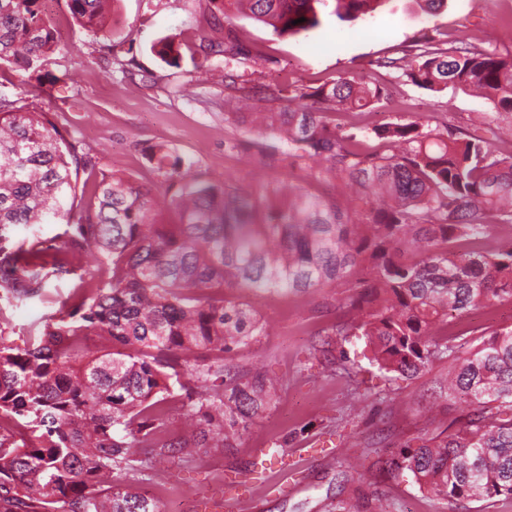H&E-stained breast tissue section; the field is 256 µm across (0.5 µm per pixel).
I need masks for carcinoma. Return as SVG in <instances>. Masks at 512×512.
<instances>
[{
    "label": "carcinoma",
    "instance_id": "1",
    "mask_svg": "<svg viewBox=\"0 0 512 512\" xmlns=\"http://www.w3.org/2000/svg\"><path fill=\"white\" fill-rule=\"evenodd\" d=\"M329 1L344 22L382 2L245 0L281 36L319 27L316 5ZM205 2L212 35L204 57L243 63L252 52L224 24V0ZM67 7L88 33L110 27L112 0ZM57 50L39 0H0V64L36 70ZM153 50L178 65L174 41ZM418 57L407 73L418 87L452 83L512 115V56L463 39L442 48L429 36ZM227 78L239 98H250L244 75ZM381 98L379 88L339 77L313 90L293 86L294 111L224 113L227 123L275 135L290 158L323 161L322 180L360 188L356 207L279 180L249 191L206 183L192 162L158 144L150 161L178 185L168 201L176 222L159 224L149 191L123 175H97L49 113L0 97V301L50 303L54 283L73 281L58 295L62 313L32 326L24 347L0 323V419L25 420L0 430V512H158L132 487L147 466L135 449L195 447L166 436L162 404L176 384L222 446L263 414L276 382L241 372L224 354L265 327L228 288L307 293L339 285L338 305L354 317L332 326L337 340L363 341L367 359L396 378L448 362V397L464 412L458 426L416 447L405 443L382 469L408 471L419 488L450 501L512 497V326L469 351L445 334L454 315L512 303V238L491 251L463 247L494 224H512V148L492 118L465 130L397 118L360 136L330 127L324 113ZM369 137L380 147L367 146ZM82 172L95 199L87 208L77 204ZM51 219L63 229L45 237ZM89 252L100 266L96 279L82 272ZM89 336L107 337L112 352L85 350Z\"/></svg>",
    "mask_w": 512,
    "mask_h": 512
}]
</instances>
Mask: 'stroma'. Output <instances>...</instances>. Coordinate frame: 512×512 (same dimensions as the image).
Segmentation results:
<instances>
[{
	"mask_svg": "<svg viewBox=\"0 0 512 512\" xmlns=\"http://www.w3.org/2000/svg\"><path fill=\"white\" fill-rule=\"evenodd\" d=\"M421 0H384L372 17L339 21L320 7L321 25L281 36L272 27L229 10V21L254 56L250 73L256 107L267 108V88L289 84L318 87L346 74L380 87L383 98L363 111H329L330 124L358 131L393 117L432 127L468 128L491 106L455 86L429 91L406 76L417 65L416 49L425 33L443 40L465 36L473 45L512 54V0H444L426 15ZM61 50L43 68L18 73L0 65V97L28 91L32 108L52 113L68 141L96 163L97 171L119 173L156 197L171 196L167 182L149 161L151 147L166 143L194 163L201 180L249 190L263 181H288L322 195L344 198L341 182L319 180L314 169L286 159L266 167L241 147L256 140L266 151H281L272 136L224 124V58L202 62L199 39L208 34L202 0H115L109 33L92 36L73 21L66 0H41ZM169 38L181 45L178 66L163 62L153 45ZM402 58L399 69L383 60ZM66 75V87L54 78ZM332 289L314 293H243L265 326L263 336L231 358L245 372L278 379L270 408L239 426L231 447L201 446L154 456L134 482L159 512H200L199 499L225 483L247 480L258 449L287 454L288 491L258 493L254 512H335L337 505L360 512L363 495L396 503L398 512H512V498L490 505L452 503L418 488L412 474L399 478L380 470V458L422 430L447 431L460 409L438 381L447 363L415 377L389 380L362 356V342L328 343L332 325L346 317L331 305ZM512 325V304L503 303L451 318L448 331L475 346L486 331ZM355 359L357 373L341 370L343 357Z\"/></svg>",
	"mask_w": 512,
	"mask_h": 512,
	"instance_id": "1",
	"label": "stroma"
}]
</instances>
